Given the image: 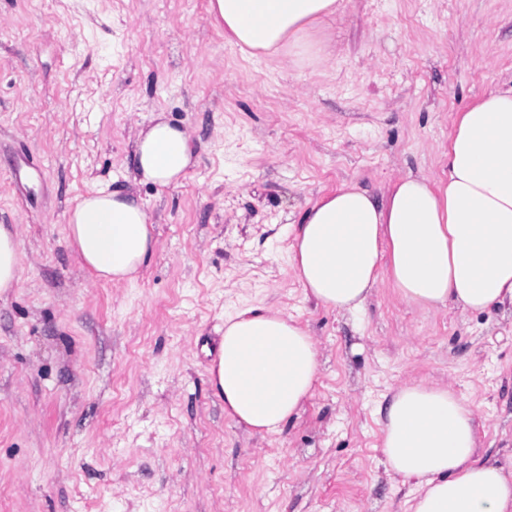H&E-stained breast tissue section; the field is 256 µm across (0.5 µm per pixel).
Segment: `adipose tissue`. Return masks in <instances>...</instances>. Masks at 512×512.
<instances>
[{"label":"adipose tissue","instance_id":"ef3b65f1","mask_svg":"<svg viewBox=\"0 0 512 512\" xmlns=\"http://www.w3.org/2000/svg\"><path fill=\"white\" fill-rule=\"evenodd\" d=\"M337 0H210V12L252 55L305 54V33ZM135 173L160 187L192 164L188 131L157 114L134 142ZM290 265L308 298L339 311L364 307L380 279L408 303L482 312L512 305V88L461 112L448 174H407L375 193L356 183L322 196L292 224ZM68 238L96 278L133 280L155 241L143 206L97 189L69 212ZM319 351L281 311L225 317L210 368L225 412L247 431L277 433L311 396ZM389 471L415 486L410 512H512V472L480 451L476 412L448 384L399 386L379 410Z\"/></svg>","mask_w":512,"mask_h":512}]
</instances>
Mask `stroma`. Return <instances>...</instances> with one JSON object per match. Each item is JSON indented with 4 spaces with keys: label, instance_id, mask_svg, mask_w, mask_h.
<instances>
[{
    "label": "stroma",
    "instance_id": "35a3bbf8",
    "mask_svg": "<svg viewBox=\"0 0 512 512\" xmlns=\"http://www.w3.org/2000/svg\"><path fill=\"white\" fill-rule=\"evenodd\" d=\"M302 56L248 57L209 0H0V512H408L379 405L411 381L470 400L512 471V306L425 310L388 280L364 310L306 299L291 224L346 182L442 177L459 112L512 86V0H339ZM191 135L179 185L136 180L153 115ZM126 188L153 224L136 279L87 271L77 197ZM307 327L318 381L280 433L225 414V314ZM20 258L16 232L0 225V293L17 288L20 282Z\"/></svg>",
    "mask_w": 512,
    "mask_h": 512
}]
</instances>
